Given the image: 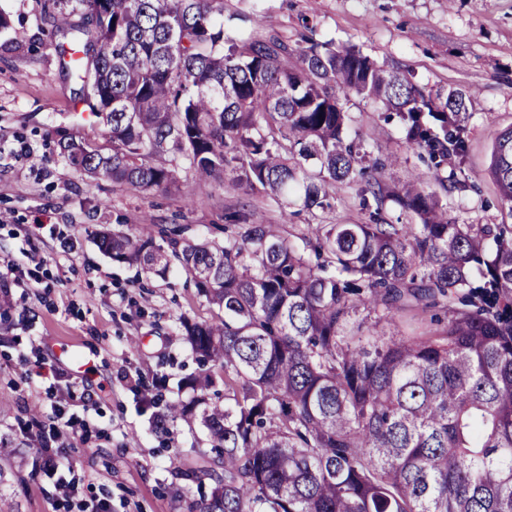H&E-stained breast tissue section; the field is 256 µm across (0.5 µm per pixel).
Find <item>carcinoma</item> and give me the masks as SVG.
Returning <instances> with one entry per match:
<instances>
[{
	"label": "carcinoma",
	"instance_id": "obj_1",
	"mask_svg": "<svg viewBox=\"0 0 512 512\" xmlns=\"http://www.w3.org/2000/svg\"><path fill=\"white\" fill-rule=\"evenodd\" d=\"M100 2L43 6L60 72L104 126V144L59 136L74 173L141 193L183 172L229 175L307 210L364 184L366 222L294 239L256 222L248 199L222 245L176 232L158 244L150 224L95 233L116 262L160 277L179 264L224 310L178 318L202 366L182 382L192 396L147 399L156 433L179 421L208 433L211 448L180 471L199 489L186 512H512V223H461L431 188L447 189L448 159L467 153L471 94L311 34L232 37L224 0ZM349 93L399 118L428 180H382L390 158L349 134ZM488 175L512 220V127ZM408 308L433 311L439 328L387 335ZM217 370L222 406L207 394Z\"/></svg>",
	"mask_w": 512,
	"mask_h": 512
}]
</instances>
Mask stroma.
Segmentation results:
<instances>
[{
  "label": "stroma",
  "instance_id": "obj_1",
  "mask_svg": "<svg viewBox=\"0 0 512 512\" xmlns=\"http://www.w3.org/2000/svg\"><path fill=\"white\" fill-rule=\"evenodd\" d=\"M0 13L10 20L0 31V304L11 305L0 321V437L14 441L0 512H91L101 501L111 512H185L171 495L179 482L171 460L207 447V436L182 422L171 435L154 434L141 402L158 390L177 399L181 379L199 371L179 317L210 321L220 311L180 267L161 278L115 262L93 233L154 224L220 243L224 217L244 192L187 173L169 192L146 195L75 174L57 148L59 132L98 137L103 126L84 120L81 83L59 70L40 0H0ZM305 18L320 38L408 69L418 83L472 91L469 146L463 160L448 162L446 198L466 223H501L487 168L496 134L512 127V0H224L233 36L274 30L294 42ZM346 107L354 128L396 156L388 181L427 175L398 120L355 96ZM360 202L354 185L326 211L255 206L258 222L297 234L311 224L365 222ZM22 257L19 287L9 279ZM59 409L73 426L57 436ZM48 444L63 452L62 476L43 467Z\"/></svg>",
  "mask_w": 512,
  "mask_h": 512
}]
</instances>
